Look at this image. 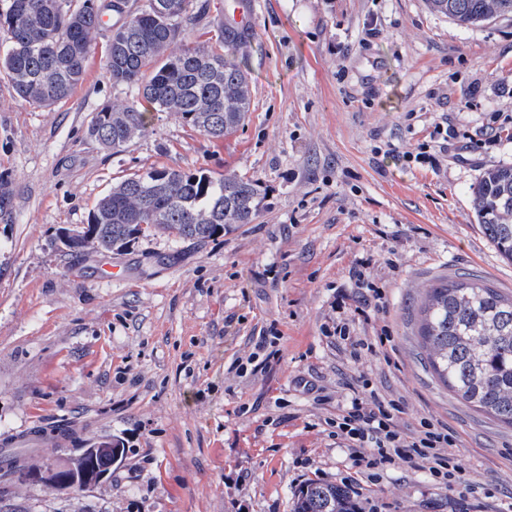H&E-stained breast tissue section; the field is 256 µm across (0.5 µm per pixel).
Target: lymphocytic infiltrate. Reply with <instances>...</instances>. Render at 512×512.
<instances>
[{
  "label": "lymphocytic infiltrate",
  "mask_w": 512,
  "mask_h": 512,
  "mask_svg": "<svg viewBox=\"0 0 512 512\" xmlns=\"http://www.w3.org/2000/svg\"><path fill=\"white\" fill-rule=\"evenodd\" d=\"M399 410L398 400L370 390L352 398L350 407L338 415L336 436L354 451L360 473L373 481L379 470L402 463L424 469L446 488L464 484L457 440L447 425L425 419L418 430L406 433L395 423Z\"/></svg>",
  "instance_id": "lymphocytic-infiltrate-1"
}]
</instances>
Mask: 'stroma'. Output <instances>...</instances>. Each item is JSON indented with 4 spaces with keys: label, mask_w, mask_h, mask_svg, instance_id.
<instances>
[{
    "label": "stroma",
    "mask_w": 512,
    "mask_h": 512,
    "mask_svg": "<svg viewBox=\"0 0 512 512\" xmlns=\"http://www.w3.org/2000/svg\"><path fill=\"white\" fill-rule=\"evenodd\" d=\"M249 2L253 109L221 140L164 112L121 153L89 138L95 112L134 98L106 75L108 24L52 110L0 72V442L55 422L125 450L79 494L2 478L0 512H292L312 476L353 472L332 421L365 377L401 400V430L448 425L467 483L400 464L363 497L384 512L512 500V427L449 392L417 335L439 280L470 273L512 292L470 191L512 164V136L497 134L512 126V18L466 28L426 0ZM150 168L257 179L261 211L202 244L157 234L79 263L57 249L60 228ZM370 285L385 297L360 306ZM342 313L352 335L384 328L390 342L350 359L324 333Z\"/></svg>",
    "instance_id": "35a3bbf8"
}]
</instances>
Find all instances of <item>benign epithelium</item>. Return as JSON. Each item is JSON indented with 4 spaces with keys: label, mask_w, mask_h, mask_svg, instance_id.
I'll return each mask as SVG.
<instances>
[{
    "label": "benign epithelium",
    "mask_w": 512,
    "mask_h": 512,
    "mask_svg": "<svg viewBox=\"0 0 512 512\" xmlns=\"http://www.w3.org/2000/svg\"><path fill=\"white\" fill-rule=\"evenodd\" d=\"M121 458L122 448L112 440L100 441L93 447L64 448L50 459L26 464L25 476L18 483H40L56 491L74 485L90 489L102 483ZM102 461L107 466H101Z\"/></svg>",
    "instance_id": "benign-epithelium-1"
}]
</instances>
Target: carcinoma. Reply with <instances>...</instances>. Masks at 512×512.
<instances>
[{
  "instance_id": "1",
  "label": "carcinoma",
  "mask_w": 512,
  "mask_h": 512,
  "mask_svg": "<svg viewBox=\"0 0 512 512\" xmlns=\"http://www.w3.org/2000/svg\"><path fill=\"white\" fill-rule=\"evenodd\" d=\"M459 26L512 17V0H427ZM196 0H0V70L15 92L39 108L70 98L84 79L103 18L116 17L105 58L114 84L136 100L95 113L88 135L114 153L145 135L151 113L165 112L210 139L243 126L251 110V82L239 56L242 36L219 25L215 42L171 45L182 22L197 18ZM480 225L500 256L512 262V165L483 172L473 188ZM259 181L209 171L149 169L112 187L92 209L83 236L57 248L71 256L122 252L148 233L207 241L259 215ZM418 336L433 375L472 409L512 426V295L477 277L443 279L420 306ZM79 444L72 430L37 428L33 436ZM24 448L0 449V471L20 478ZM293 512H358L349 492L313 481L299 490Z\"/></svg>"
}]
</instances>
